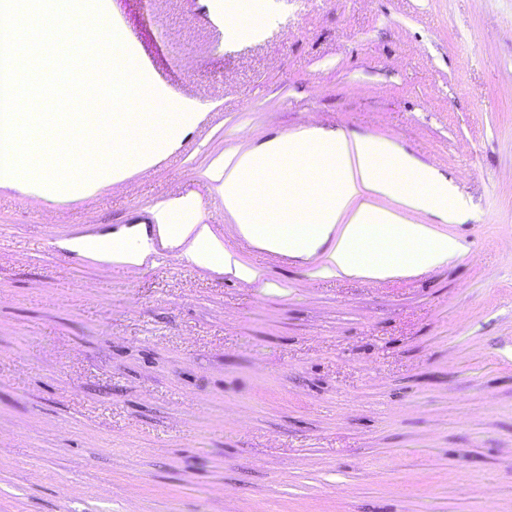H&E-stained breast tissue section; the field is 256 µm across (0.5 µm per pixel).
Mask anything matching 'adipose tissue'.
I'll list each match as a JSON object with an SVG mask.
<instances>
[{"instance_id":"ef3b65f1","label":"adipose tissue","mask_w":512,"mask_h":512,"mask_svg":"<svg viewBox=\"0 0 512 512\" xmlns=\"http://www.w3.org/2000/svg\"><path fill=\"white\" fill-rule=\"evenodd\" d=\"M205 175L215 182L240 238L256 250L316 263L319 275L385 281L416 276L462 255L437 224L412 221L428 212L456 223L460 214L438 182L393 142L357 134L329 138L307 129L215 157ZM392 207L380 206V199ZM189 204L175 197L154 212L153 235L188 261L254 282L258 269L237 260L210 225L177 224ZM66 248L109 264L138 267L150 248L116 236H76Z\"/></svg>"}]
</instances>
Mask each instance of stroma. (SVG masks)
Returning <instances> with one entry per match:
<instances>
[{"mask_svg": "<svg viewBox=\"0 0 512 512\" xmlns=\"http://www.w3.org/2000/svg\"><path fill=\"white\" fill-rule=\"evenodd\" d=\"M227 7L110 0L200 112L153 168L0 186V512H512V0H255L256 36ZM311 127L446 179L465 255L337 280L240 239L210 162ZM179 196L264 284L59 246Z\"/></svg>", "mask_w": 512, "mask_h": 512, "instance_id": "obj_1", "label": "stroma"}]
</instances>
